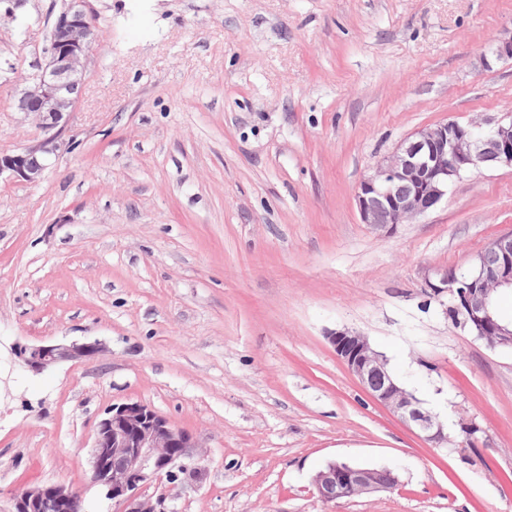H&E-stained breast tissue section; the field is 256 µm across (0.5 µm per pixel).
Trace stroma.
<instances>
[{"instance_id":"obj_1","label":"stroma","mask_w":512,"mask_h":512,"mask_svg":"<svg viewBox=\"0 0 512 512\" xmlns=\"http://www.w3.org/2000/svg\"><path fill=\"white\" fill-rule=\"evenodd\" d=\"M103 34L39 183L0 179V512L26 486L81 491L99 419L141 401L192 434L178 512H512V349L456 328L438 272L512 231V168L453 184L390 233L355 194L420 128L497 122L512 0H90ZM63 0H9L0 152L41 130L16 109ZM366 336L451 443L429 447L329 341ZM98 340L40 374L22 345ZM476 432L464 437L461 424ZM385 467L387 493L323 502L327 462ZM489 54H482V63L486 69H491L493 63L512 61V32L510 37L493 40L488 48Z\"/></svg>"}]
</instances>
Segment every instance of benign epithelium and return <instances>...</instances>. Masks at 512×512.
Returning <instances> with one entry per match:
<instances>
[{
    "label": "benign epithelium",
    "mask_w": 512,
    "mask_h": 512,
    "mask_svg": "<svg viewBox=\"0 0 512 512\" xmlns=\"http://www.w3.org/2000/svg\"><path fill=\"white\" fill-rule=\"evenodd\" d=\"M89 0H68L56 15L46 63L25 78L17 109L32 118L43 132L35 144L12 154H0V176L28 184L39 182L50 156L67 152L73 144L62 138L75 111L78 93L99 41ZM512 61V36L491 42L482 54L483 66ZM512 168V113L484 129L454 120L422 129L402 141L364 178L356 192L362 223L376 231L432 211L448 195L449 187L467 175L487 168ZM439 295L448 294L461 315L456 326L490 345L512 348V327L494 319L493 301L512 290V232L495 238L464 273L447 270L439 283H428ZM336 354L369 395L404 423L424 434L434 448L450 443L448 427L440 417L398 380L388 360L367 337L348 330L329 336ZM103 351L102 343L71 341L22 348L25 368L41 373L62 362H90ZM192 436L173 425L149 405L114 404L97 426L91 449L89 481L102 487L120 507L118 512H178L167 494L152 496L154 482L186 485L195 481ZM318 497L326 503L392 491L399 485L390 470L330 462L312 477ZM81 494L62 484L34 485L14 495V512H82Z\"/></svg>",
    "instance_id": "benign-epithelium-1"
}]
</instances>
